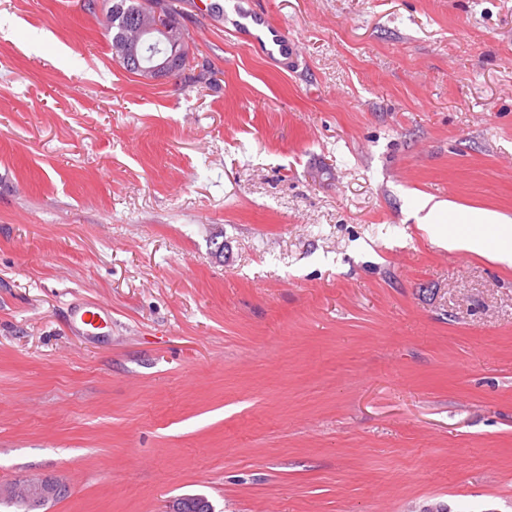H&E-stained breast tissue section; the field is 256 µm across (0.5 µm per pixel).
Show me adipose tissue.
I'll use <instances>...</instances> for the list:
<instances>
[{
	"instance_id": "ef3b65f1",
	"label": "adipose tissue",
	"mask_w": 512,
	"mask_h": 512,
	"mask_svg": "<svg viewBox=\"0 0 512 512\" xmlns=\"http://www.w3.org/2000/svg\"><path fill=\"white\" fill-rule=\"evenodd\" d=\"M417 209L422 229L438 235L440 242L452 250H463L482 254L486 251L485 231H492L497 242L494 258L496 261L512 265V217L493 210H475L451 201H436L432 198L420 200ZM454 224H479L484 233L463 235L444 233L443 228Z\"/></svg>"
}]
</instances>
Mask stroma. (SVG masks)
Returning <instances> with one entry per match:
<instances>
[{
  "label": "stroma",
  "instance_id": "1",
  "mask_svg": "<svg viewBox=\"0 0 512 512\" xmlns=\"http://www.w3.org/2000/svg\"><path fill=\"white\" fill-rule=\"evenodd\" d=\"M83 4L0 0V485L512 512V267L415 214L512 216V0H183L151 83Z\"/></svg>",
  "mask_w": 512,
  "mask_h": 512
}]
</instances>
